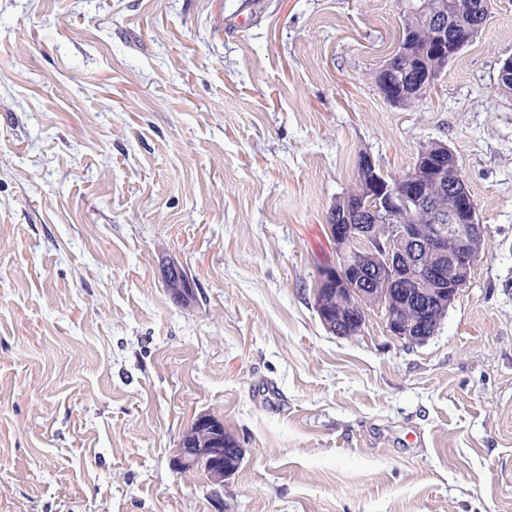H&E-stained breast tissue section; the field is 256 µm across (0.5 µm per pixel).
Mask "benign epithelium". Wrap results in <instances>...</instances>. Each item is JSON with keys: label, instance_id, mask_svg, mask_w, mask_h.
Here are the masks:
<instances>
[{"label": "benign epithelium", "instance_id": "obj_1", "mask_svg": "<svg viewBox=\"0 0 512 512\" xmlns=\"http://www.w3.org/2000/svg\"><path fill=\"white\" fill-rule=\"evenodd\" d=\"M448 15L432 22L416 7L404 18L406 40L395 55L415 62L412 82L422 92L430 89L440 70L467 46L475 24ZM443 30L436 56L441 66L427 62L428 44L422 33L428 26ZM381 94L398 106L405 91L394 76L392 61L383 66ZM495 89H512V57L500 63ZM449 193L444 210L439 198ZM403 214L400 223L388 221ZM332 223L327 225L335 260L325 265L314 290V308L332 335L348 339L359 335L373 311L384 314L389 335L420 345L437 334L459 292L472 279L483 258L486 225L480 223L476 202L462 177L454 152L433 141L422 149L410 170L387 178L368 152L361 155L358 189L338 196ZM191 423V447L181 440L173 449L177 471L205 465L210 482L220 487L240 466L242 449L224 453L214 434L219 424L199 413Z\"/></svg>", "mask_w": 512, "mask_h": 512}]
</instances>
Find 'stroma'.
Here are the masks:
<instances>
[{
  "instance_id": "stroma-1",
  "label": "stroma",
  "mask_w": 512,
  "mask_h": 512,
  "mask_svg": "<svg viewBox=\"0 0 512 512\" xmlns=\"http://www.w3.org/2000/svg\"><path fill=\"white\" fill-rule=\"evenodd\" d=\"M405 9L0 0V512H512V0L409 110L370 78ZM433 140L477 273L425 344L329 334L327 210ZM201 412L243 450L220 487L172 467ZM163 280L172 300L180 307H190L196 302V284L189 279L184 267L174 260L163 266Z\"/></svg>"
}]
</instances>
